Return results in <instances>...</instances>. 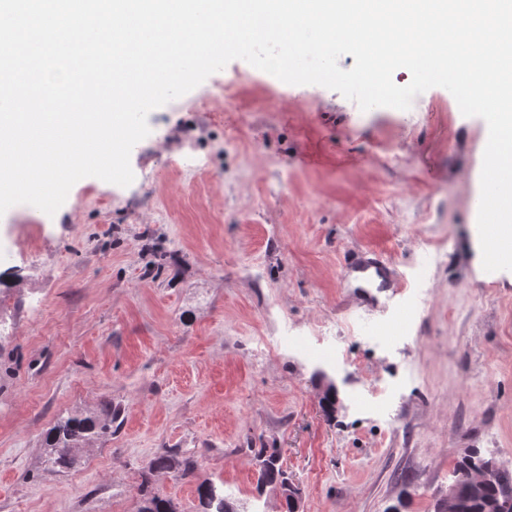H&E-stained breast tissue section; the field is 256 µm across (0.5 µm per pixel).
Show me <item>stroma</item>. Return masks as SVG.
<instances>
[{
	"instance_id": "35a3bbf8",
	"label": "stroma",
	"mask_w": 512,
	"mask_h": 512,
	"mask_svg": "<svg viewBox=\"0 0 512 512\" xmlns=\"http://www.w3.org/2000/svg\"><path fill=\"white\" fill-rule=\"evenodd\" d=\"M219 84L220 111L148 114L129 186L87 177L55 215L0 216V512H138L168 451L193 474L149 489L179 512L211 480L239 512H283L256 491L257 448L301 512H436L472 449L512 469V271L485 272L474 242L486 122L441 87L364 112L243 60ZM164 111L212 169L178 166ZM367 250L405 282L370 310L341 279ZM385 383L390 422L360 405ZM112 408L74 468L49 464V428Z\"/></svg>"
}]
</instances>
